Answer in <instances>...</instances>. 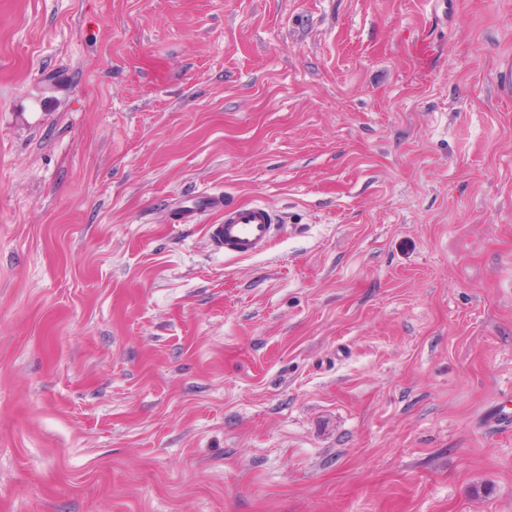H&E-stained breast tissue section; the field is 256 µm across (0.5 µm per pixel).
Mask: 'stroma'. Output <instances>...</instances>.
<instances>
[{
    "mask_svg": "<svg viewBox=\"0 0 512 512\" xmlns=\"http://www.w3.org/2000/svg\"><path fill=\"white\" fill-rule=\"evenodd\" d=\"M502 409L512 0H0V512H512ZM279 231L274 215L261 204L224 207L220 224L209 226L212 245L224 257L247 258L265 254Z\"/></svg>",
    "mask_w": 512,
    "mask_h": 512,
    "instance_id": "obj_1",
    "label": "stroma"
}]
</instances>
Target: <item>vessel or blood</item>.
Instances as JSON below:
<instances>
[{"instance_id": "1", "label": "vessel or blood", "mask_w": 512, "mask_h": 512, "mask_svg": "<svg viewBox=\"0 0 512 512\" xmlns=\"http://www.w3.org/2000/svg\"><path fill=\"white\" fill-rule=\"evenodd\" d=\"M278 231L269 209L252 204L225 208L221 223L210 225L208 235L225 256L247 258L265 254Z\"/></svg>"}]
</instances>
